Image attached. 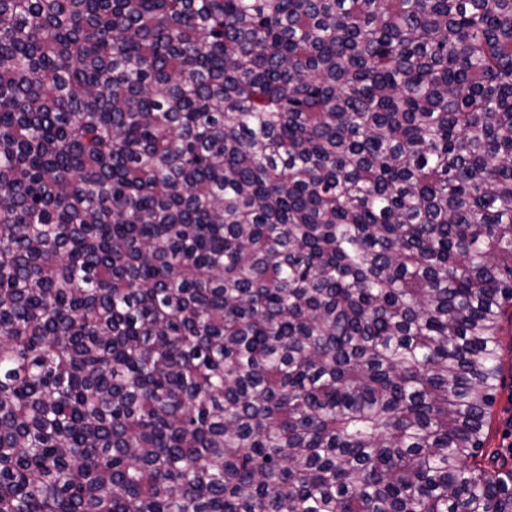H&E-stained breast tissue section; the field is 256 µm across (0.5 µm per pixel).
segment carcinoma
Wrapping results in <instances>:
<instances>
[{
	"label": "carcinoma",
	"instance_id": "carcinoma-1",
	"mask_svg": "<svg viewBox=\"0 0 512 512\" xmlns=\"http://www.w3.org/2000/svg\"><path fill=\"white\" fill-rule=\"evenodd\" d=\"M512 0H0V512H512ZM502 340L505 385L499 390L494 407L495 415L491 434L495 446L510 448L512 445V324L507 322L504 324Z\"/></svg>",
	"mask_w": 512,
	"mask_h": 512
}]
</instances>
